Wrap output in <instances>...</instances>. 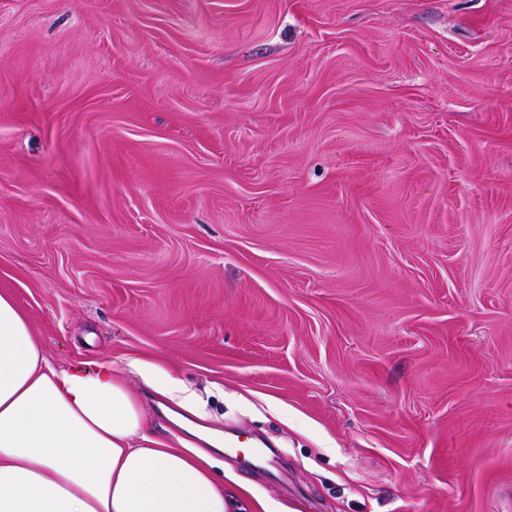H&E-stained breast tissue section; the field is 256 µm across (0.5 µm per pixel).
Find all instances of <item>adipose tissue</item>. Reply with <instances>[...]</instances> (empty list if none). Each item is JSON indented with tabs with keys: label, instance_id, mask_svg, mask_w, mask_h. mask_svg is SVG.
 <instances>
[{
	"label": "adipose tissue",
	"instance_id": "1",
	"mask_svg": "<svg viewBox=\"0 0 512 512\" xmlns=\"http://www.w3.org/2000/svg\"><path fill=\"white\" fill-rule=\"evenodd\" d=\"M130 368L183 409L162 366ZM206 455L161 447L138 395L106 360L60 366L0 292V512H232Z\"/></svg>",
	"mask_w": 512,
	"mask_h": 512
}]
</instances>
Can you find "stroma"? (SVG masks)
<instances>
[{
	"label": "stroma",
	"mask_w": 512,
	"mask_h": 512,
	"mask_svg": "<svg viewBox=\"0 0 512 512\" xmlns=\"http://www.w3.org/2000/svg\"><path fill=\"white\" fill-rule=\"evenodd\" d=\"M0 291L237 512H512V0H0ZM128 365L140 373L147 384L152 386L157 393L173 401L177 398L178 400L175 402L181 408L196 416H203L191 408L197 405L194 396L186 394L183 383L162 366L142 360H132Z\"/></svg>",
	"instance_id": "stroma-1"
}]
</instances>
